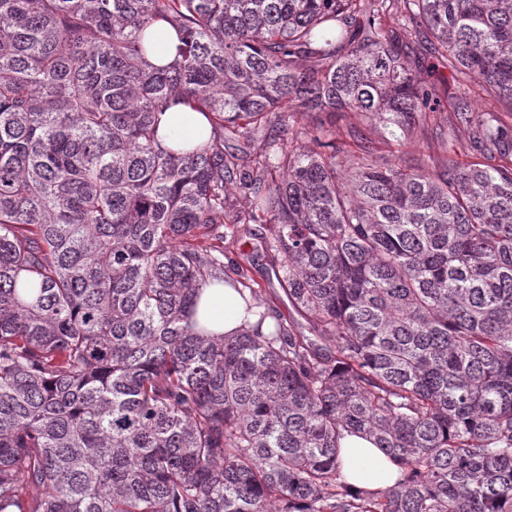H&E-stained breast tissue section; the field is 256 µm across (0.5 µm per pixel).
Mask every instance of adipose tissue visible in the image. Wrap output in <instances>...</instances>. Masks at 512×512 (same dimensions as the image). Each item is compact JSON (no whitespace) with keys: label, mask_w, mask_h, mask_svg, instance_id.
Here are the masks:
<instances>
[{"label":"adipose tissue","mask_w":512,"mask_h":512,"mask_svg":"<svg viewBox=\"0 0 512 512\" xmlns=\"http://www.w3.org/2000/svg\"><path fill=\"white\" fill-rule=\"evenodd\" d=\"M210 125L205 115L179 102L158 115V138L163 145L177 148L206 142ZM245 303L229 286L215 284L207 287L197 306L195 317L209 332L228 334L242 327L246 321ZM341 474L345 482L376 491L391 485L397 468L367 439L345 435L341 441Z\"/></svg>","instance_id":"ef3b65f1"}]
</instances>
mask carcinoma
<instances>
[{
	"instance_id": "obj_1",
	"label": "carcinoma",
	"mask_w": 512,
	"mask_h": 512,
	"mask_svg": "<svg viewBox=\"0 0 512 512\" xmlns=\"http://www.w3.org/2000/svg\"><path fill=\"white\" fill-rule=\"evenodd\" d=\"M181 99L211 135L175 151ZM502 110L512 0H0V512H512ZM338 112L396 139L446 112L470 162L383 163ZM242 224L315 335L198 329L215 281L260 307L224 269ZM346 432L394 484L341 479ZM146 42L150 48L148 58L153 64L173 63L179 41L175 30L168 23L160 21L153 25L147 31ZM158 118V138L169 148L177 149L184 143L189 148L209 139L210 125L206 116L185 103L169 106L159 113Z\"/></svg>"
}]
</instances>
